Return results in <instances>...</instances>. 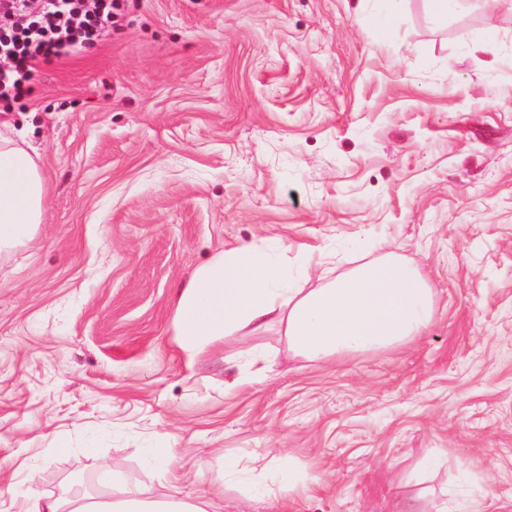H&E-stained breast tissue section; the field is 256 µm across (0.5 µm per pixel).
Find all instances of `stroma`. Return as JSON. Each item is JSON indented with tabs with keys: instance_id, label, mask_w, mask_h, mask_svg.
I'll return each mask as SVG.
<instances>
[{
	"instance_id": "1",
	"label": "stroma",
	"mask_w": 512,
	"mask_h": 512,
	"mask_svg": "<svg viewBox=\"0 0 512 512\" xmlns=\"http://www.w3.org/2000/svg\"><path fill=\"white\" fill-rule=\"evenodd\" d=\"M381 10L128 0L0 106L46 187L36 252L0 261V512L98 492L102 459L158 484L157 445L209 512H512V0ZM364 244L429 280L410 344L180 351L177 295L218 252L315 276ZM146 456L149 463L159 469H171L179 458V451L176 448L157 446L148 448Z\"/></svg>"
}]
</instances>
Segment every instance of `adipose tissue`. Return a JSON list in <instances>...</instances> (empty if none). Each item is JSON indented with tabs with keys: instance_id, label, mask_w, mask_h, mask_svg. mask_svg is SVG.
Wrapping results in <instances>:
<instances>
[{
	"instance_id": "obj_1",
	"label": "adipose tissue",
	"mask_w": 512,
	"mask_h": 512,
	"mask_svg": "<svg viewBox=\"0 0 512 512\" xmlns=\"http://www.w3.org/2000/svg\"><path fill=\"white\" fill-rule=\"evenodd\" d=\"M45 199L42 172L26 148L0 130V256L37 237ZM427 277L403 257L363 261L314 288L291 285L287 269L244 246L198 268L177 297L174 332L194 356L244 328L279 325L289 347L314 358L348 357L404 345L432 324ZM25 512H205L179 490L156 494L115 479L103 495L39 497Z\"/></svg>"
}]
</instances>
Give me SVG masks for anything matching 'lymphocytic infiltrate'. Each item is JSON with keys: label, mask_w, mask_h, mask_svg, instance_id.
<instances>
[{"label": "lymphocytic infiltrate", "mask_w": 512, "mask_h": 512, "mask_svg": "<svg viewBox=\"0 0 512 512\" xmlns=\"http://www.w3.org/2000/svg\"><path fill=\"white\" fill-rule=\"evenodd\" d=\"M122 0H49L30 16L26 0H0V99L21 96L34 67L79 53L111 35Z\"/></svg>", "instance_id": "obj_1"}]
</instances>
